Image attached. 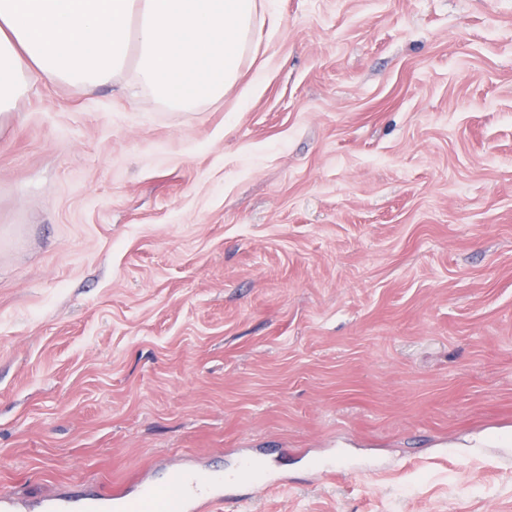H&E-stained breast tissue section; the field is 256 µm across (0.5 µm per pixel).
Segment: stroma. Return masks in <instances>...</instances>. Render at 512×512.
<instances>
[{
  "label": "stroma",
  "mask_w": 512,
  "mask_h": 512,
  "mask_svg": "<svg viewBox=\"0 0 512 512\" xmlns=\"http://www.w3.org/2000/svg\"><path fill=\"white\" fill-rule=\"evenodd\" d=\"M265 453L223 512H512V0H277L219 101L0 115V490Z\"/></svg>",
  "instance_id": "stroma-1"
}]
</instances>
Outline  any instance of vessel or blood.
Here are the masks:
<instances>
[{
    "label": "vessel or blood",
    "mask_w": 512,
    "mask_h": 512,
    "mask_svg": "<svg viewBox=\"0 0 512 512\" xmlns=\"http://www.w3.org/2000/svg\"><path fill=\"white\" fill-rule=\"evenodd\" d=\"M230 477L242 483L251 481V460L243 459ZM230 477L221 470L180 467L164 480L141 478L116 487L109 495L61 492L43 500L39 508L41 512H140L144 504L160 502L166 512H218L224 502V483Z\"/></svg>",
    "instance_id": "1"
}]
</instances>
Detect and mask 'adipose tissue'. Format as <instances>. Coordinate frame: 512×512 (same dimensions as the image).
I'll use <instances>...</instances> for the list:
<instances>
[{"instance_id": "1", "label": "adipose tissue", "mask_w": 512, "mask_h": 512, "mask_svg": "<svg viewBox=\"0 0 512 512\" xmlns=\"http://www.w3.org/2000/svg\"><path fill=\"white\" fill-rule=\"evenodd\" d=\"M258 0H0V112L37 77L94 87L130 72L166 104L238 81Z\"/></svg>"}]
</instances>
